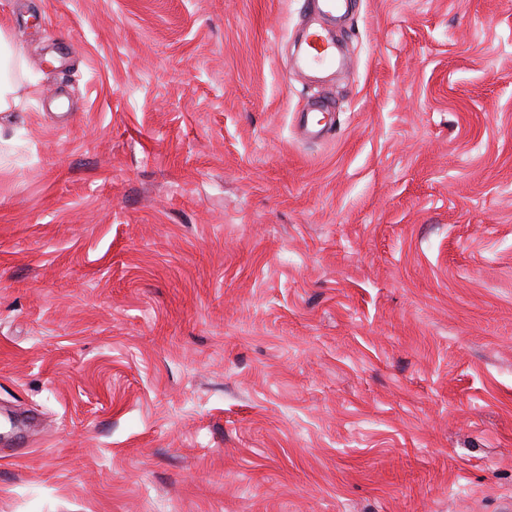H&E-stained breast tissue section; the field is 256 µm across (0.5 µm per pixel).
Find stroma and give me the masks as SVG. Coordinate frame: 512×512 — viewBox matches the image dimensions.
Here are the masks:
<instances>
[{
	"instance_id": "stroma-1",
	"label": "stroma",
	"mask_w": 512,
	"mask_h": 512,
	"mask_svg": "<svg viewBox=\"0 0 512 512\" xmlns=\"http://www.w3.org/2000/svg\"><path fill=\"white\" fill-rule=\"evenodd\" d=\"M304 9L0 0V512L512 503V0ZM355 0H311L309 4L317 16L311 21L306 29V50L302 58H297L298 71L305 74L306 71L320 70L339 65L346 62L339 60L336 56V43L328 36L322 25V20L327 17H334L347 7V4ZM17 50L0 32V112H9L12 107V83L10 64ZM335 112L333 102L323 103L322 106L314 107L306 112H301L298 117V127L303 136L309 139L322 138L327 132V123L322 122L325 118L324 113ZM322 115V117L319 116Z\"/></svg>"
}]
</instances>
